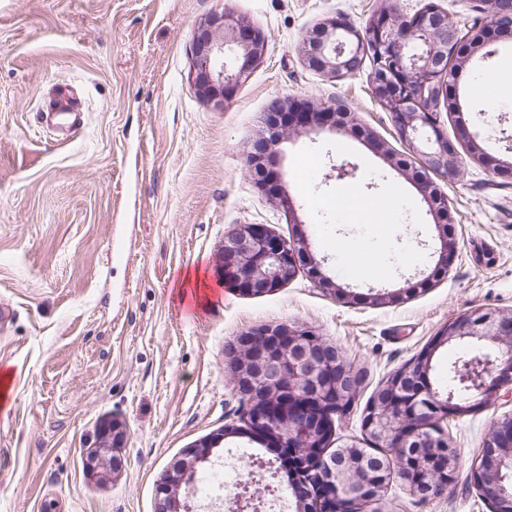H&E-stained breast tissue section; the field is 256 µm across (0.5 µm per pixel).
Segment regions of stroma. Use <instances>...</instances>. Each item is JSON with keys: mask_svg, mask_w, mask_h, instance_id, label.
Instances as JSON below:
<instances>
[{"mask_svg": "<svg viewBox=\"0 0 512 512\" xmlns=\"http://www.w3.org/2000/svg\"><path fill=\"white\" fill-rule=\"evenodd\" d=\"M461 22L488 21L486 0H0V512H154L155 488L186 448L241 425L246 400L224 362L226 345L267 324L296 323L340 348L364 382L336 423L333 446L362 442V410L377 385L427 348L455 317L477 309L512 313V175L473 157L479 144L512 161V104L486 136L470 80L512 56V40L474 53L439 126L463 160L448 197L454 251L444 276L435 219L401 171L351 133L298 134L277 146L283 190L294 210L254 186L247 151L271 99L331 101L355 123L402 150L374 99L370 67L331 79L309 69L306 35L342 16L364 28L383 4L410 16L427 2ZM227 10L260 27L264 55L217 109L191 79L192 40ZM70 84L84 123L48 125L58 82ZM315 171L300 183L297 169ZM351 163L354 176L331 177ZM378 197L402 190L400 221L411 242L377 225L342 221L310 199L340 187ZM266 224L280 236L306 231L322 271L349 293L319 288L307 268L277 291L245 296L224 286L225 234ZM377 253L387 273L339 276L337 245ZM418 260H410L408 249ZM120 259H111V251ZM204 279L182 297L187 273ZM403 297L373 304L378 291ZM512 393L449 422L459 468L442 494L421 498L393 478L376 512H490L470 480ZM127 433L122 466H86L112 424Z\"/></svg>", "mask_w": 512, "mask_h": 512, "instance_id": "stroma-1", "label": "stroma"}]
</instances>
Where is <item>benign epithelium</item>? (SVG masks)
<instances>
[{"label": "benign epithelium", "instance_id": "1", "mask_svg": "<svg viewBox=\"0 0 512 512\" xmlns=\"http://www.w3.org/2000/svg\"><path fill=\"white\" fill-rule=\"evenodd\" d=\"M491 28L461 24L433 4L406 18L382 8L359 30L344 18L313 30L305 46L307 65L339 79L360 70L368 53L375 54L370 86L389 112L399 138L414 155L416 167L397 156L372 132L349 121L336 105L292 106L276 98L266 112L265 130L248 151L247 162L257 175L256 188L277 196L289 210L294 203L282 193V173L273 147L293 132L347 128L385 156L418 189L429 211L451 224L448 198L428 174L452 183L461 175L455 150L438 128L427 97L441 101L448 86L489 42L490 31L512 34V0H489ZM266 49L264 31L223 11L208 18L191 45L193 80L214 106L244 82ZM307 253V234L294 240L276 235L266 224H239L224 236L220 272L224 283L243 295L267 294L292 280ZM466 343L480 350L472 362L478 372L469 397L458 399L432 380L436 349ZM225 361L235 390L249 403L247 434L283 449L280 465L309 476L289 484L296 512H355L357 504L380 498L388 478L366 461L354 443L328 452L334 435L333 416L352 403L360 385L358 372L337 347H329L313 331L298 325L275 324L250 331L225 347ZM512 387V314L475 311L456 317L434 337L431 346L396 371L382 395L363 415V431L401 461V479L414 495L446 489L459 466L443 424L471 412ZM228 427L188 449L161 477L155 512H182V487L192 485L198 467L210 461ZM126 431L119 425L104 432L101 449L91 452L88 467L102 465L101 450L122 447ZM512 415L497 420L484 444L471 481L491 504L492 512H512Z\"/></svg>", "mask_w": 512, "mask_h": 512}]
</instances>
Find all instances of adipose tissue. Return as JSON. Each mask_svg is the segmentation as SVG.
Segmentation results:
<instances>
[{"instance_id":"adipose-tissue-1","label":"adipose tissue","mask_w":512,"mask_h":512,"mask_svg":"<svg viewBox=\"0 0 512 512\" xmlns=\"http://www.w3.org/2000/svg\"><path fill=\"white\" fill-rule=\"evenodd\" d=\"M472 93L493 108L511 101L512 57L504 59L497 70L476 81ZM407 205L406 197L395 190L377 199L365 198L347 187L336 192V208L344 219L362 224L376 219L392 234L400 236L405 235L406 227L399 222L398 215Z\"/></svg>"}]
</instances>
